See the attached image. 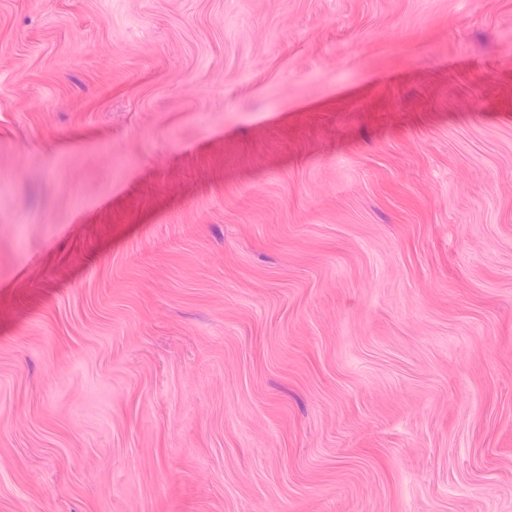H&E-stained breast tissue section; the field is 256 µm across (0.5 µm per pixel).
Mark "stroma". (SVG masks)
Here are the masks:
<instances>
[{
    "label": "stroma",
    "mask_w": 512,
    "mask_h": 512,
    "mask_svg": "<svg viewBox=\"0 0 512 512\" xmlns=\"http://www.w3.org/2000/svg\"><path fill=\"white\" fill-rule=\"evenodd\" d=\"M0 512H512V0H0Z\"/></svg>",
    "instance_id": "1"
}]
</instances>
